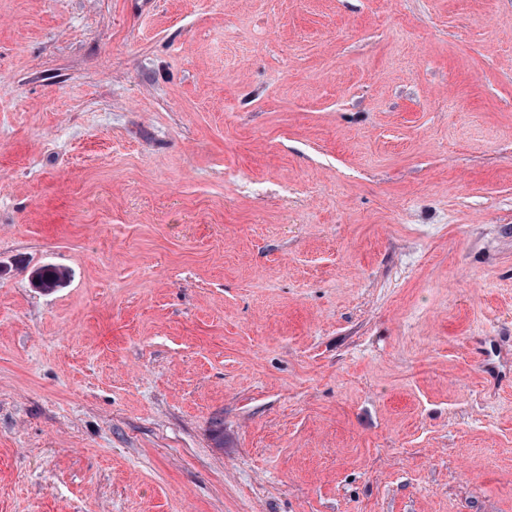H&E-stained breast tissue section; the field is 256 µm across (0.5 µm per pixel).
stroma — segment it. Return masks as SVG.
Listing matches in <instances>:
<instances>
[{"mask_svg": "<svg viewBox=\"0 0 512 512\" xmlns=\"http://www.w3.org/2000/svg\"><path fill=\"white\" fill-rule=\"evenodd\" d=\"M0 512H512V0H0Z\"/></svg>", "mask_w": 512, "mask_h": 512, "instance_id": "1", "label": "stroma"}]
</instances>
